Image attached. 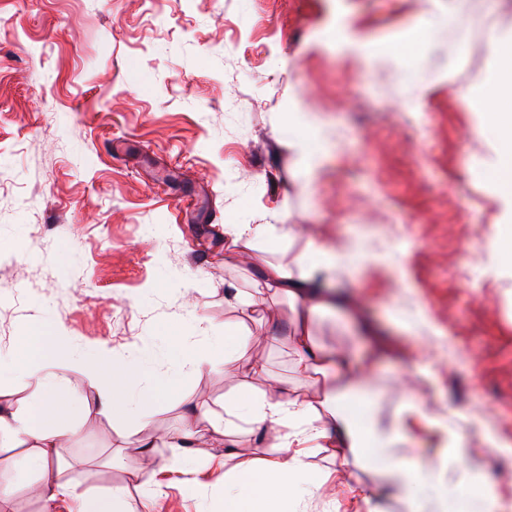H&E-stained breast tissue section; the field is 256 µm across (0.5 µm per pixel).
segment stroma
Returning a JSON list of instances; mask_svg holds the SVG:
<instances>
[{"label":"stroma","mask_w":512,"mask_h":512,"mask_svg":"<svg viewBox=\"0 0 512 512\" xmlns=\"http://www.w3.org/2000/svg\"><path fill=\"white\" fill-rule=\"evenodd\" d=\"M492 32L512 41V0H0V354L32 323L64 336L83 422L63 451L76 493L122 486L128 512H222L233 479L203 449L191 493L176 450L156 441L147 465L125 440L182 429L191 405L208 423L239 398L167 341L233 349L224 284L246 292L257 275L224 264L231 222L347 244L322 284L362 298L371 331L325 314L315 333L374 358L379 397L357 416L395 421L398 381L415 376L428 411L454 408L449 427L477 445L448 472L469 487L457 512L483 484L512 489L498 448L512 444V193L494 177ZM116 138L126 156L107 149ZM264 306L256 349L284 390L304 391L279 342L288 299ZM98 343L141 364L150 415H85L97 394L79 361ZM27 456L0 445L10 512H42Z\"/></svg>","instance_id":"stroma-1"}]
</instances>
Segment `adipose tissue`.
<instances>
[{
    "label": "adipose tissue",
    "mask_w": 512,
    "mask_h": 512,
    "mask_svg": "<svg viewBox=\"0 0 512 512\" xmlns=\"http://www.w3.org/2000/svg\"><path fill=\"white\" fill-rule=\"evenodd\" d=\"M492 51L499 62L500 79L487 109L504 138L512 142V42L493 44ZM301 234L297 224L224 227L225 264L251 265L262 280L261 288L241 299L243 312L254 311L266 291L288 297L294 311L285 334L288 354L295 373L307 384L302 394L283 396L278 378L269 375L264 363L249 352L251 330L238 322L225 323V335L238 340V358L249 360L253 373L266 382L265 390L248 393L245 400L230 405L227 413L246 425L272 431L275 438L259 461L238 464L235 481L239 490L225 494L224 512H288L292 499L313 496L330 482L336 486V505L343 512H378L376 489L362 485L352 473L340 468L330 475L311 469L309 457L320 452L333 457H370L387 484L407 488V512H450L451 492L441 475L449 456L465 450L467 440L444 420L428 417L425 407L411 395L414 381L409 377L399 383L403 394L399 420L388 424L364 421L353 413L352 404L369 401L373 368L354 362L344 350L325 349L315 334L317 315L342 303L341 298L313 286L318 274L338 267V252L309 245L289 253L284 262L271 257L276 243ZM55 348L54 339L45 336L38 325L18 336L10 364L23 367L40 393L24 410L0 409V438L31 441L29 465L44 478V512H58L67 501L72 504L70 512H122L125 488L78 495L59 468L61 451L79 426L71 412L69 369L55 357ZM81 368L86 383L101 389L95 404L98 412L119 413L133 404L144 413L152 410L153 396L133 391L140 365L119 366L92 352L82 359ZM407 417L427 419L429 425L445 431L446 454L438 462L422 465L408 458L411 437L403 423Z\"/></svg>",
    "instance_id": "1"
}]
</instances>
